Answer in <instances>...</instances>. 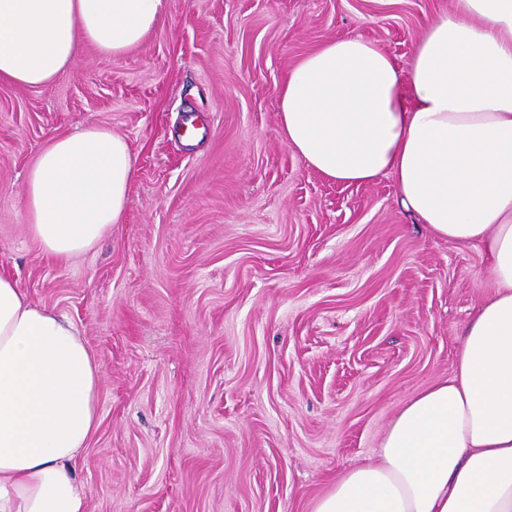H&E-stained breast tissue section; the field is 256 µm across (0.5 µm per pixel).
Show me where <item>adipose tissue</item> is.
I'll list each match as a JSON object with an SVG mask.
<instances>
[{"instance_id":"1","label":"adipose tissue","mask_w":512,"mask_h":512,"mask_svg":"<svg viewBox=\"0 0 512 512\" xmlns=\"http://www.w3.org/2000/svg\"><path fill=\"white\" fill-rule=\"evenodd\" d=\"M168 7L0 0V82L48 85L83 44L121 57ZM277 118L311 170L346 185L392 176L402 208L434 237L480 247L497 284L451 375L405 404L312 512H512V0H453L404 68L370 41L324 43L290 70ZM134 162L103 125L53 137L24 190L40 251L68 261L123 223ZM99 388L74 326L0 275V512H87L75 471Z\"/></svg>"}]
</instances>
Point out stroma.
Returning <instances> with one entry per match:
<instances>
[{
  "instance_id": "1",
  "label": "stroma",
  "mask_w": 512,
  "mask_h": 512,
  "mask_svg": "<svg viewBox=\"0 0 512 512\" xmlns=\"http://www.w3.org/2000/svg\"><path fill=\"white\" fill-rule=\"evenodd\" d=\"M452 0H169L112 59L80 46L44 87L0 82V273L80 331L99 425L87 512H311L448 377L496 283L481 248L433 237L393 177L340 184L284 142L302 55L357 36L407 65ZM195 116L203 139L176 127ZM108 126L135 156L125 219L66 263L27 229L49 139Z\"/></svg>"
}]
</instances>
